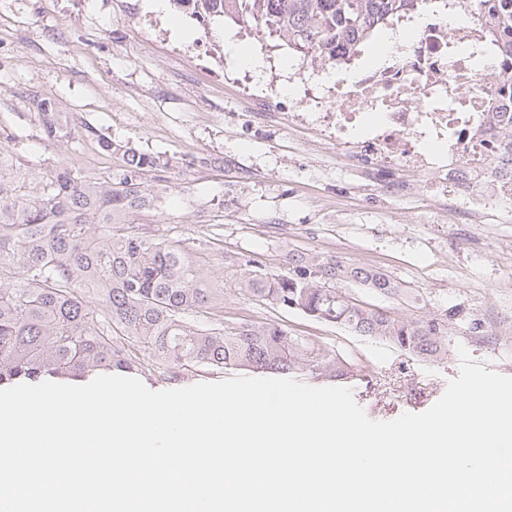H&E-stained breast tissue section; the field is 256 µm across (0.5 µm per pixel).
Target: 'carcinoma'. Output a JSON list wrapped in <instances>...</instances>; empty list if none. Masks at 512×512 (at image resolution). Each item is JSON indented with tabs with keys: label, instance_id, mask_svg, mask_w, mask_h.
I'll use <instances>...</instances> for the list:
<instances>
[{
	"label": "carcinoma",
	"instance_id": "1",
	"mask_svg": "<svg viewBox=\"0 0 512 512\" xmlns=\"http://www.w3.org/2000/svg\"><path fill=\"white\" fill-rule=\"evenodd\" d=\"M221 2L234 23L305 56L318 51L328 62L338 50L363 45L380 21L414 8V0ZM492 7L487 15L476 3L478 15L512 43V0H493ZM30 105L48 139L71 135L55 102L35 95ZM98 143L122 154L119 179L66 166L22 193L0 172V386L114 370L180 377L200 367L358 380L329 343L297 336L278 321L194 320L224 308L231 295L344 325L410 356L447 355L448 323L458 311L401 315L367 307L340 287L355 283L379 298L419 304L420 295L377 268L297 252L288 254L287 271L272 275L257 256L242 253L229 262V280L211 275L185 247L128 223L157 202L145 176L161 182L175 163L108 137Z\"/></svg>",
	"mask_w": 512,
	"mask_h": 512
}]
</instances>
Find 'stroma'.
<instances>
[{
    "mask_svg": "<svg viewBox=\"0 0 512 512\" xmlns=\"http://www.w3.org/2000/svg\"><path fill=\"white\" fill-rule=\"evenodd\" d=\"M185 18L148 0H0V150L11 175L29 187L62 166L119 175L123 158L100 148L104 135L175 161L158 209L132 221L190 248L214 276L240 251L261 253L272 274L284 273L288 252H317L388 273L422 295V315L461 311L446 356L428 361L296 310L225 301V320L283 321L329 343L364 379L391 376L386 391L352 389L372 420L430 408L458 377L461 346L512 376V222L436 216L422 189L380 194L316 130L289 127L287 110L259 113L247 68L226 56L223 38L201 44ZM36 95L56 103L75 138L47 140L29 109ZM402 365L410 380L398 378Z\"/></svg>",
    "mask_w": 512,
    "mask_h": 512,
    "instance_id": "stroma-1",
    "label": "stroma"
}]
</instances>
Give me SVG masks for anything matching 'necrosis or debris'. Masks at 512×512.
<instances>
[{
    "instance_id": "necrosis-or-debris-1",
    "label": "necrosis or debris",
    "mask_w": 512,
    "mask_h": 512,
    "mask_svg": "<svg viewBox=\"0 0 512 512\" xmlns=\"http://www.w3.org/2000/svg\"><path fill=\"white\" fill-rule=\"evenodd\" d=\"M423 21L384 65L364 51L335 65L295 59L299 75L292 121L316 127L380 192L409 194L404 171L426 174L432 207L462 212H512V166L501 160L495 115L512 112V55L473 19L471 0H421ZM334 81H327V74Z\"/></svg>"
}]
</instances>
